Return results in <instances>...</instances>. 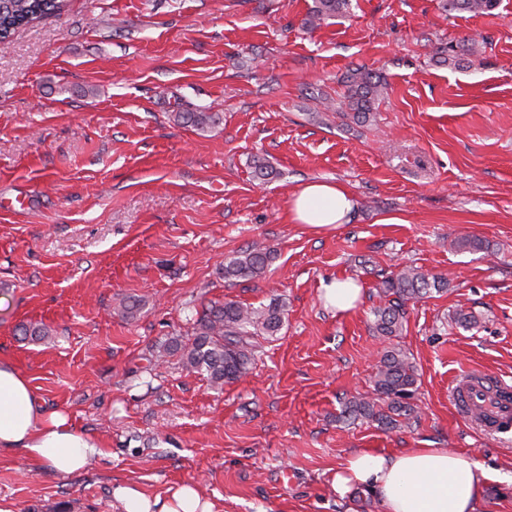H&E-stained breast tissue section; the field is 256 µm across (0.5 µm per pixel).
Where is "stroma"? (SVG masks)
<instances>
[{
	"instance_id": "1",
	"label": "stroma",
	"mask_w": 512,
	"mask_h": 512,
	"mask_svg": "<svg viewBox=\"0 0 512 512\" xmlns=\"http://www.w3.org/2000/svg\"><path fill=\"white\" fill-rule=\"evenodd\" d=\"M311 4L68 0L0 48V196L30 198L0 209V359L104 446L73 473L0 451V512H119V485L164 502L191 485L214 512H384L332 489L362 448L474 454L492 475L476 512H512V437L460 419L449 395L477 368L512 381V0L488 14L350 0L313 28ZM464 40L474 66L433 62ZM361 65L386 89L370 124L346 127L334 107ZM179 112L217 121L200 133ZM257 155L276 179L254 178ZM322 180L351 193L346 223H290L294 193ZM255 243L275 253L267 271L225 281V258ZM407 266L448 289L409 303L401 336L377 335L381 282ZM345 278L360 303L325 308L324 284ZM275 298L285 324L240 380L157 362L204 304ZM459 309L477 325L451 323ZM30 322L48 336L20 340ZM394 345L418 369L414 418H341Z\"/></svg>"
}]
</instances>
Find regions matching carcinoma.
I'll list each match as a JSON object with an SVG mask.
<instances>
[{
	"mask_svg": "<svg viewBox=\"0 0 512 512\" xmlns=\"http://www.w3.org/2000/svg\"><path fill=\"white\" fill-rule=\"evenodd\" d=\"M497 0H445L449 12L484 14L496 6ZM349 0H313L304 20L307 26L319 25L343 15ZM66 0H0V46L9 43L17 30L44 17L60 13ZM475 48L445 43L437 48L435 62L453 68L473 65ZM345 93L336 104V118L341 124L365 125L374 118L375 103L382 95L385 82L380 76L355 68L343 78ZM177 121L203 131L214 124L210 112H177ZM273 259L270 250L252 245L224 261V280L255 278L265 273ZM448 287V279L429 275L408 267L382 281L384 306L373 312V331L392 338L402 334L406 321L405 305L411 300L438 293ZM284 323V305L273 299L267 305L254 307L237 301L215 302L205 307L194 321L190 335L177 336L164 345L167 354L177 355L184 367L207 377L210 384L223 387L243 377L256 353V337H272ZM376 397H354L345 403L349 416L376 420L393 426L397 418H412L415 407L410 403L417 390L418 373L413 359L404 350L391 347L383 351L372 375ZM384 401L386 407L377 405Z\"/></svg>",
	"mask_w": 512,
	"mask_h": 512,
	"instance_id": "cac0c4a2",
	"label": "carcinoma"
}]
</instances>
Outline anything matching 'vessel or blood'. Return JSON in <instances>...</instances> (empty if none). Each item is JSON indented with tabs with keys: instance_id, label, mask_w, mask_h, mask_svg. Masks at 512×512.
I'll list each match as a JSON object with an SVG mask.
<instances>
[{
	"instance_id": "b4317fda",
	"label": "vessel or blood",
	"mask_w": 512,
	"mask_h": 512,
	"mask_svg": "<svg viewBox=\"0 0 512 512\" xmlns=\"http://www.w3.org/2000/svg\"><path fill=\"white\" fill-rule=\"evenodd\" d=\"M454 406L458 415L486 432H512V385L498 377L471 371L456 378Z\"/></svg>"
}]
</instances>
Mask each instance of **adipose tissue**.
Segmentation results:
<instances>
[{"label": "adipose tissue", "mask_w": 512, "mask_h": 512, "mask_svg": "<svg viewBox=\"0 0 512 512\" xmlns=\"http://www.w3.org/2000/svg\"><path fill=\"white\" fill-rule=\"evenodd\" d=\"M351 194L331 182H311L294 194L288 219L325 228L344 223ZM18 449L41 466L72 473L102 455V445L59 411L43 412L27 380L0 359V450ZM487 470L475 456L448 448H413L387 454L370 448L350 455L333 476L339 494L360 489L378 493L385 512H476ZM122 512H213L197 490L185 485L161 504L130 486L114 490Z\"/></svg>", "instance_id": "adipose-tissue-1"}]
</instances>
